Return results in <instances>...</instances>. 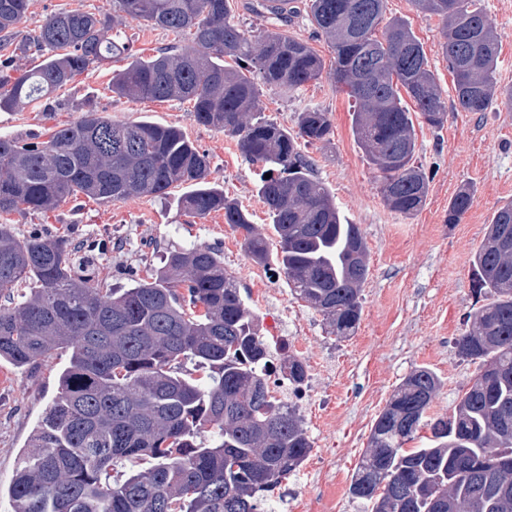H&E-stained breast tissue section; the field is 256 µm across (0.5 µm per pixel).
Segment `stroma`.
I'll list each match as a JSON object with an SVG mask.
<instances>
[{
  "instance_id": "stroma-1",
  "label": "stroma",
  "mask_w": 512,
  "mask_h": 512,
  "mask_svg": "<svg viewBox=\"0 0 512 512\" xmlns=\"http://www.w3.org/2000/svg\"><path fill=\"white\" fill-rule=\"evenodd\" d=\"M257 2L230 0L235 22L253 37L280 32L306 41L324 61H332L330 44L316 35L308 14L284 25L257 12ZM480 4L493 19L498 38L497 82L511 88L512 0ZM58 11H90L108 19L116 5L115 0H32L16 29V42ZM384 17L409 24L448 106L442 129L415 125V161L430 180L426 203L415 215L405 217L386 207L379 173L351 129L352 101L329 75L292 93H260L263 116L289 132H296L299 114L310 109L327 112L331 121L329 142L306 153L315 176L328 187L341 215L359 225L368 247L362 316L353 335L330 334L322 315L292 295L275 265L250 259L241 233L225 224L223 212L186 215L179 206L185 186L163 197L135 196L107 204L72 198L46 213L17 211L0 217L18 236L36 231L79 245L95 281L105 288L129 286L135 275L160 267L175 249L198 245L220 253L253 313L257 332L270 340L273 379H281L291 355L308 369L307 381L289 388L288 404L304 421L311 452L265 501L264 512H367V505L348 493L352 472L368 446L376 416L403 380L419 367L433 371L440 388L430 413L446 415L477 371L476 364L458 357L454 341L479 306L472 291V257L494 212L512 201V112L497 105L487 112L458 108L453 75L440 47L438 17L419 14L411 0H386ZM121 31L132 50L146 57L174 40L171 32L143 21H126ZM125 64L118 57L90 67L58 91L49 106L33 103L0 112V135L27 139L73 123L89 109L116 122L147 120L178 127L208 155L209 182L248 209L256 228L273 237L267 208L257 194L261 167L250 164L223 131L199 125L189 102H138L112 94V73ZM465 184L475 191L473 204L459 223H448V202ZM68 359L62 353L33 369L11 368L10 384L0 388V486L10 484L34 428L58 392Z\"/></svg>"
}]
</instances>
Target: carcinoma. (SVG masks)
<instances>
[{
	"mask_svg": "<svg viewBox=\"0 0 512 512\" xmlns=\"http://www.w3.org/2000/svg\"><path fill=\"white\" fill-rule=\"evenodd\" d=\"M30 0H0V53H12L14 28ZM441 21L442 52L457 105L485 112L497 101L512 112V90L498 87V41L475 0H411ZM120 18L190 35L112 74V92L134 100L189 101L198 124L224 131L253 164L271 173L257 193L277 238L276 252L251 214L207 181L210 160L175 126L114 122L95 110L46 138L0 136V214L54 209L84 196L112 203L160 196L189 184L183 211H224L247 255L274 261L291 293L346 338L361 320L367 246L344 223L303 148L330 138L327 113L299 115L298 131L259 112V88L291 92L321 78L324 61L307 42L280 33L254 39L231 19L230 0H116ZM385 0H308L318 34L336 56L329 75L354 99L352 130L381 173L393 212L412 216L426 203L429 178L413 161L415 132L402 94L428 126L448 118L434 72L412 29L389 21ZM25 46L43 56L30 73L0 68V112L65 88L95 64L128 53L120 32L94 12L47 16ZM229 57L236 65L224 64ZM462 187L448 223L471 208ZM64 239L19 237L0 224V293L26 283L0 306V360L32 367L70 352L60 392L33 431L8 486L15 512H262L272 491L306 461L312 445L296 410L277 404L264 367L268 348L224 262L212 249L169 252L147 277L120 290L101 288ZM473 291L483 299L471 328L455 338L460 358L478 364L453 417L430 423V444L416 438L439 388L438 376L411 372L377 416L356 464L350 494L371 512H512V201L487 225L473 258ZM293 385L308 377L290 357ZM211 432L209 437L204 433ZM149 467L129 473L127 462Z\"/></svg>",
	"mask_w": 512,
	"mask_h": 512,
	"instance_id": "cac0c4a2",
	"label": "carcinoma"
}]
</instances>
